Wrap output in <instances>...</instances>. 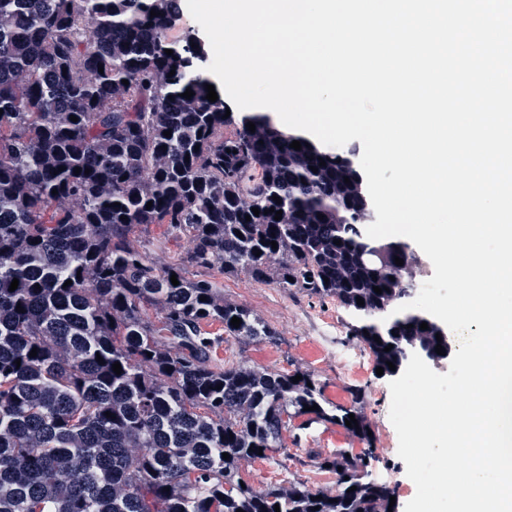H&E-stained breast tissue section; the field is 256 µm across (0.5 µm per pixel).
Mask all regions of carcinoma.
Wrapping results in <instances>:
<instances>
[{
    "label": "carcinoma",
    "mask_w": 512,
    "mask_h": 512,
    "mask_svg": "<svg viewBox=\"0 0 512 512\" xmlns=\"http://www.w3.org/2000/svg\"><path fill=\"white\" fill-rule=\"evenodd\" d=\"M178 18V0H0V512H388L394 489L364 470L376 437L360 392L335 405L307 372L220 365L206 327L276 339L213 275L244 273L335 299L391 376L411 348L448 347L421 311L392 314L413 297L416 257L365 234L346 157L303 138L295 150L257 119L226 132L205 48L173 35ZM153 224L155 249L188 243L165 266L136 240ZM351 413L367 448L321 463L336 491L240 484L243 462L282 447L288 419L344 427Z\"/></svg>",
    "instance_id": "cac0c4a2"
}]
</instances>
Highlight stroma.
Returning a JSON list of instances; mask_svg holds the SVG:
<instances>
[{
  "instance_id": "obj_1",
  "label": "stroma",
  "mask_w": 512,
  "mask_h": 512,
  "mask_svg": "<svg viewBox=\"0 0 512 512\" xmlns=\"http://www.w3.org/2000/svg\"><path fill=\"white\" fill-rule=\"evenodd\" d=\"M221 281L225 298L261 317L278 332L279 339L255 343L225 337L214 355L216 362L308 372L320 383L326 400L334 404L350 405L353 390H360L362 412L376 436L375 457L369 460L367 471L371 478L393 487L398 507H405L416 486L398 456V436L389 418L390 379L377 375L374 367L354 372L340 362L344 353L363 348L349 334L351 315L334 300L289 292L273 283L259 284L243 274L225 275ZM362 449V442L341 426L308 425L296 417L283 432L281 448L268 458L244 463L241 475L260 491L291 481L314 491H330L336 486V476L319 469V461L339 451L356 455Z\"/></svg>"
}]
</instances>
